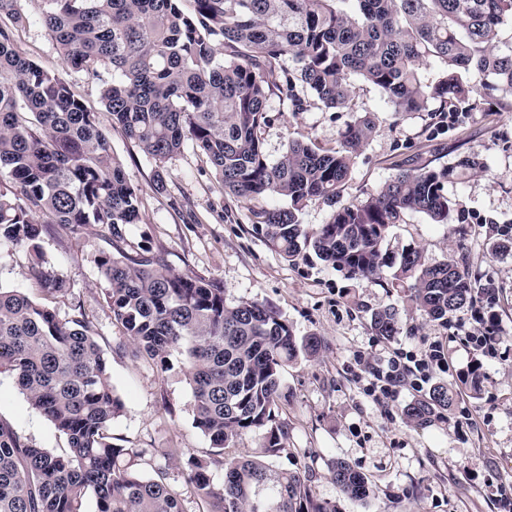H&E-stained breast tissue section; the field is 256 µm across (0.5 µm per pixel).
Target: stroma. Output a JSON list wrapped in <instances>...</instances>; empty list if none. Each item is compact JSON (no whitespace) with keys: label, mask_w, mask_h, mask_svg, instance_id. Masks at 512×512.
I'll return each instance as SVG.
<instances>
[{"label":"stroma","mask_w":512,"mask_h":512,"mask_svg":"<svg viewBox=\"0 0 512 512\" xmlns=\"http://www.w3.org/2000/svg\"><path fill=\"white\" fill-rule=\"evenodd\" d=\"M18 7L27 17L16 33L18 48L46 69H61L56 46L39 19L40 0H18ZM353 85L358 109L377 113L380 124L355 159L341 204L363 201L408 164L450 168L465 154L477 153L479 166L447 185L456 203L453 221L435 224L425 214L406 213L390 228L385 246L394 254L417 248L430 264L455 259L494 287L492 299L478 298L447 322H433L387 284L348 279L311 253L288 261L251 223L245 206L220 191L199 151L185 147L160 169L113 129L112 149L140 190L144 216L143 223L127 226L122 247L129 253L152 248L173 272L217 281L228 304L270 303L296 336L321 338L317 356L289 363L282 374L278 417L288 426V439L272 463L309 473L317 497L335 502L336 512H502L504 499L512 498V252H494L492 245L500 227L512 225V109L498 108L476 93L443 122H435L429 112L396 120L376 88L359 79ZM269 107L271 121L261 138L273 162L293 139L336 147L350 119L349 113L317 104L291 112L273 99ZM159 170L168 183L163 194L154 190ZM40 246L47 267L69 285L54 303L57 314L66 316L74 304H82L109 359L121 403L112 436L145 449L147 470L164 473L185 512H202L184 481L180 454L204 453L209 441L193 424V391L182 357L172 353L163 372L133 356L104 300L105 283L94 262L112 248L106 229L72 232L52 225ZM0 286L40 299L26 248L0 245ZM386 306L399 309L405 327L390 340L375 336L368 320L371 310ZM477 310L494 314L500 329L501 342L493 352L477 350L464 339L475 327ZM434 343L442 348L444 364L428 379L406 371L393 397L370 393V368L399 353L423 355ZM474 376L479 379L475 388L470 385ZM438 383L454 393L450 411L430 426L414 427L402 414L404 406ZM464 415L468 426L454 430L455 420ZM0 418L30 444L51 450L66 445L5 371L0 372ZM337 461L361 472L375 496L364 501L344 497L332 476Z\"/></svg>","instance_id":"35a3bbf8"}]
</instances>
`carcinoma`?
Here are the masks:
<instances>
[{"label": "carcinoma", "instance_id": "obj_1", "mask_svg": "<svg viewBox=\"0 0 512 512\" xmlns=\"http://www.w3.org/2000/svg\"><path fill=\"white\" fill-rule=\"evenodd\" d=\"M41 21L63 68L47 70L15 43L24 22L17 0H0V242L27 248L38 303L0 287V368L13 374L29 406L67 439L61 451L36 447L0 418V512H184L180 496L144 468L145 450L112 441L120 402L106 353L82 305L64 318L51 307L69 289L46 269L40 235L46 224L105 227L116 253L96 266L113 319L135 353L168 369L178 350L192 386L194 423L210 442L184 462L185 482L210 512H336L316 498L310 477L276 470L268 458L285 448L276 420L282 372L321 347L297 337L276 308L257 300L228 305L213 280L172 272L150 248L118 243L143 223L138 188L114 154L101 115L147 157L162 164L190 144L204 153L222 190L246 205L271 245L293 261L312 251L349 278L374 284L390 270V287L427 318L446 322L493 288L450 259L428 264L420 250L384 249L390 227L408 211L436 224L455 208L445 183L479 165L476 154L452 168L404 169L361 204L336 207L353 161L377 132L375 117L356 110L355 75L405 117L453 112L470 95L498 91L509 107L512 0H42ZM440 63L432 77L423 66ZM83 72L101 81L104 113L89 109L69 80ZM108 78H103V75ZM278 98L302 112L313 103L353 114L335 148L300 140L281 157L266 156L260 136ZM279 199L268 208L261 202ZM333 208L315 229L299 222L307 204ZM375 335L402 333L399 310L370 313ZM445 384L408 403L404 414L425 427L453 403ZM258 433L257 454L231 451ZM224 470L213 483L211 469ZM340 493L375 495L366 478L333 463Z\"/></svg>", "mask_w": 512, "mask_h": 512}]
</instances>
